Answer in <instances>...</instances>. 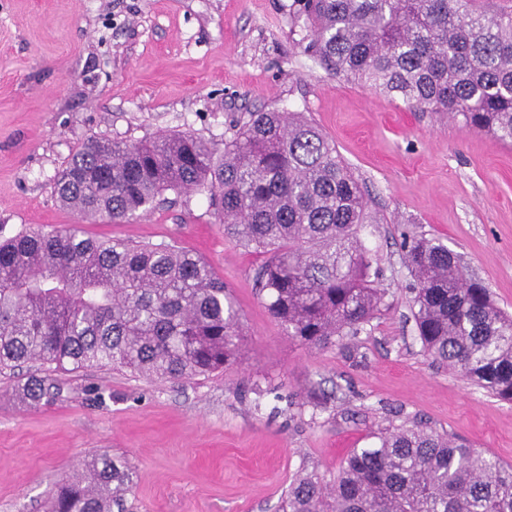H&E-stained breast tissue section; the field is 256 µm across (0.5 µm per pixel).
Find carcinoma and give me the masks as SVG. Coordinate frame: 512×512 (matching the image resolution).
<instances>
[{
  "label": "carcinoma",
  "mask_w": 512,
  "mask_h": 512,
  "mask_svg": "<svg viewBox=\"0 0 512 512\" xmlns=\"http://www.w3.org/2000/svg\"><path fill=\"white\" fill-rule=\"evenodd\" d=\"M304 50L334 75L414 112L512 142V12L468 0H294ZM204 194L224 229L266 255L256 280L289 339L323 348L355 336L386 291L360 237L373 222L336 145L301 112L257 111L220 152L186 132L137 142L90 139L57 178L59 205L131 220L166 192ZM423 353L512 402V316L442 242L403 237ZM243 325L224 281L176 244L86 237L77 228L0 240V373L37 407L53 377L110 366L138 377L210 375L239 360ZM128 463L83 461L48 512H133ZM282 512H512V465L419 422L353 448L331 484L302 473Z\"/></svg>",
  "instance_id": "cac0c4a2"
}]
</instances>
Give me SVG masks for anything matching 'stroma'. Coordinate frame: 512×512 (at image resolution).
I'll return each instance as SVG.
<instances>
[{
	"label": "stroma",
	"instance_id": "stroma-1",
	"mask_svg": "<svg viewBox=\"0 0 512 512\" xmlns=\"http://www.w3.org/2000/svg\"><path fill=\"white\" fill-rule=\"evenodd\" d=\"M292 2L0 0V238L76 224L177 242L224 280L244 325L238 363L209 376L61 371V398L32 408L0 373V512H46L58 483L103 453L136 471L135 512H278L295 474L333 481L350 449L416 421L512 464V403L424 355L400 248L407 233L440 240L512 314V147L329 73L305 52ZM258 110L305 113L367 194L361 237L386 304L326 348L283 334L255 285L263 255L204 196L123 223L56 201L88 138L187 131L220 149Z\"/></svg>",
	"mask_w": 512,
	"mask_h": 512
}]
</instances>
